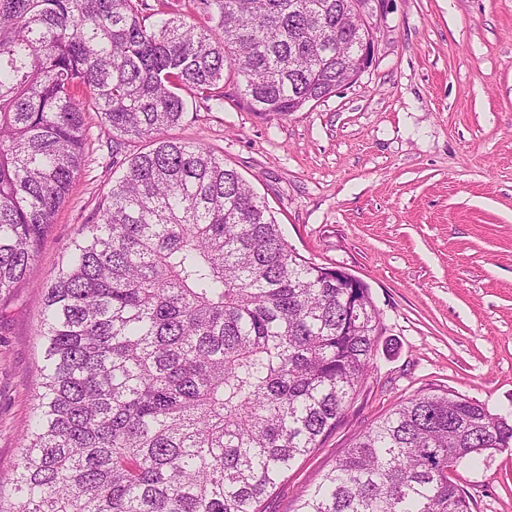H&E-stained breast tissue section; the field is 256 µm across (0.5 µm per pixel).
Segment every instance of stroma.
<instances>
[{
  "mask_svg": "<svg viewBox=\"0 0 512 512\" xmlns=\"http://www.w3.org/2000/svg\"><path fill=\"white\" fill-rule=\"evenodd\" d=\"M375 60L324 101L262 116L183 92L169 131L264 197L289 246L364 282L383 331L344 420L265 499L296 512L337 453L401 401L449 392L512 413V0H385ZM43 241L29 284L0 296V484L14 476L41 348V285L116 175L99 145ZM451 477L472 512H512V447Z\"/></svg>",
  "mask_w": 512,
  "mask_h": 512,
  "instance_id": "stroma-1",
  "label": "stroma"
}]
</instances>
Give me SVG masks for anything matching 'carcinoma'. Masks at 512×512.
Listing matches in <instances>:
<instances>
[{
	"instance_id": "cac0c4a2",
	"label": "carcinoma",
	"mask_w": 512,
	"mask_h": 512,
	"mask_svg": "<svg viewBox=\"0 0 512 512\" xmlns=\"http://www.w3.org/2000/svg\"><path fill=\"white\" fill-rule=\"evenodd\" d=\"M353 0H0V295L89 167L87 116L123 168L43 286L42 382L0 512H262L355 402L380 314L288 247L234 169L166 136L181 91L259 114L336 93ZM144 141L147 150L123 154ZM512 446V419L417 395L359 433L297 512H471L449 472Z\"/></svg>"
}]
</instances>
